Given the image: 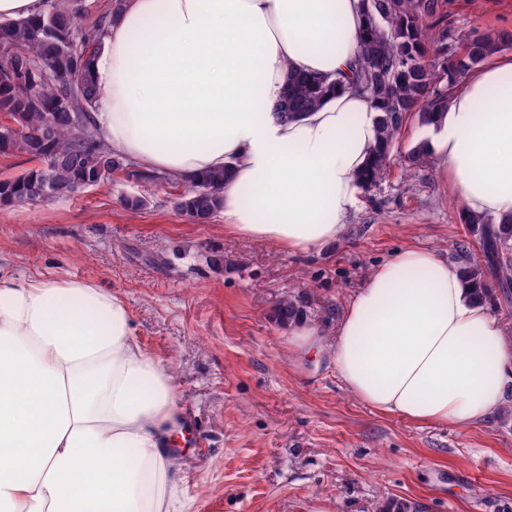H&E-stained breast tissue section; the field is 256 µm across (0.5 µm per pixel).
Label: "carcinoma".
I'll use <instances>...</instances> for the list:
<instances>
[{
  "mask_svg": "<svg viewBox=\"0 0 512 512\" xmlns=\"http://www.w3.org/2000/svg\"><path fill=\"white\" fill-rule=\"evenodd\" d=\"M112 0L108 14L90 25L80 22L76 0H44L34 20L0 21V69L11 67L22 82L0 79V155L25 153L37 165L0 179V204H35L64 197L112 178L130 163L91 132L96 91L90 64L102 35L120 11ZM363 31L350 74L334 78L291 74L274 111L292 119L319 107L338 90L367 96L377 110V143L358 177L364 191L377 185L395 159L402 129L412 121L428 126L448 111L450 88L491 56L512 47V32L453 39L445 25L444 0H360ZM406 172L427 167L423 143L407 154ZM131 177L180 189L176 209L193 224H209L223 207L224 171L184 180L171 174L132 170ZM480 227L484 264L461 268L467 285L489 301L491 275L502 288L512 286V217L473 216ZM271 316L287 326L306 318L303 305L280 299Z\"/></svg>",
  "mask_w": 512,
  "mask_h": 512,
  "instance_id": "cac0c4a2",
  "label": "carcinoma"
}]
</instances>
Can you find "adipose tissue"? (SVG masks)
Segmentation results:
<instances>
[{"instance_id": "obj_1", "label": "adipose tissue", "mask_w": 512, "mask_h": 512, "mask_svg": "<svg viewBox=\"0 0 512 512\" xmlns=\"http://www.w3.org/2000/svg\"><path fill=\"white\" fill-rule=\"evenodd\" d=\"M359 0H126L90 65L98 139L190 178L221 169L224 230L289 252L341 236L376 144L364 95L288 120L294 72L348 73ZM426 149L463 215H512V60L470 72ZM336 375L370 409L463 428L512 393V332L428 249L378 265L348 301ZM174 375L97 283L0 277V512H191L170 433Z\"/></svg>"}]
</instances>
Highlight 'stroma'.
Here are the masks:
<instances>
[{
  "label": "stroma",
  "instance_id": "1",
  "mask_svg": "<svg viewBox=\"0 0 512 512\" xmlns=\"http://www.w3.org/2000/svg\"><path fill=\"white\" fill-rule=\"evenodd\" d=\"M445 11L458 37L512 28V0H446ZM170 199L168 185L118 172L68 197L1 206L0 276L93 281L125 300L193 422L176 466L194 512H379L391 499L512 512V399L470 429L375 412L344 389L329 352H296L291 327L271 318L294 298L328 339L397 251L482 259L436 165L409 177L394 164L318 252L237 239L220 215L189 223Z\"/></svg>",
  "mask_w": 512,
  "mask_h": 512
}]
</instances>
